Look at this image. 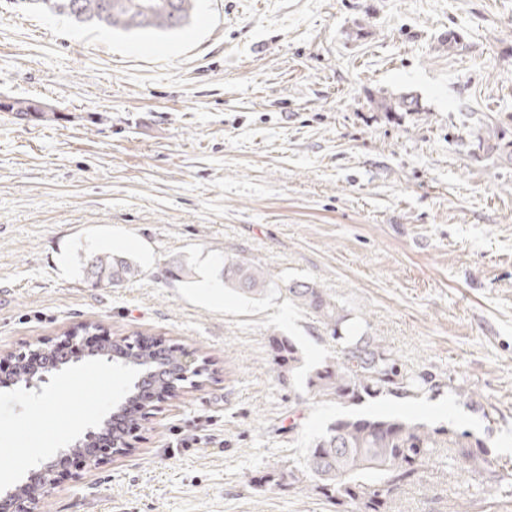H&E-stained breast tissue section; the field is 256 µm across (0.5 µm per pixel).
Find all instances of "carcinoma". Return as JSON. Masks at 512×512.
Listing matches in <instances>:
<instances>
[{"label": "carcinoma", "mask_w": 512, "mask_h": 512, "mask_svg": "<svg viewBox=\"0 0 512 512\" xmlns=\"http://www.w3.org/2000/svg\"><path fill=\"white\" fill-rule=\"evenodd\" d=\"M144 0H30L47 11L77 23L106 26L121 31H177L191 18L196 0H172L173 8L143 11ZM386 112H414L417 101L405 95L378 102ZM478 145L489 152L502 149L501 136L493 127L477 135ZM91 273L97 282L119 285L142 274L131 259L103 251L93 256ZM224 287L239 294L261 297L271 291L262 268L244 258L224 257ZM283 292L296 308L312 317L327 337L339 345L334 358L324 360L307 378L310 398L334 402L345 412L330 421L310 440L299 461L271 473L267 482L279 486V474L289 478L297 494H312L336 506V512H395L396 501L419 486L429 474L444 481L465 478L475 492L450 512H470L481 495L496 496L502 480L490 473L481 441L468 431L432 427L427 423L392 415H365L348 407L382 396L417 398L448 388V394L466 396L463 386L431 371L405 368L396 354L363 327L366 315H355L340 305L326 289L305 281H292ZM278 378H293L302 355L296 342L274 334L269 340ZM101 349L112 352L140 375L162 366L161 375L134 385L133 396L118 412L124 431L112 428V444L124 446L125 432L138 426L139 410L153 403L159 393L178 396L181 386L174 374L183 349L135 337H105Z\"/></svg>", "instance_id": "carcinoma-1"}]
</instances>
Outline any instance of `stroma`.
I'll list each match as a JSON object with an SVG mask.
<instances>
[{"instance_id":"obj_1","label":"stroma","mask_w":512,"mask_h":512,"mask_svg":"<svg viewBox=\"0 0 512 512\" xmlns=\"http://www.w3.org/2000/svg\"><path fill=\"white\" fill-rule=\"evenodd\" d=\"M400 95L417 111L373 104ZM1 97L56 114L0 112V351L94 321L212 370L41 512H334L266 478L336 416L305 383L336 345L278 292L226 290L228 256L327 289L406 366L469 391L361 411L469 431L512 472V156L476 138L491 125L512 142V0H196L175 33L0 0ZM99 250L141 276L93 286ZM275 331L303 352L294 382L276 375ZM131 382L85 357L42 392L0 387V487L102 426ZM466 489L430 479L396 512H448ZM14 100L16 104H23L28 102L29 98L27 99H17V98H10ZM9 99H1L0 101V110L1 112H26L28 113V117H36L39 119L47 118L49 113L48 112H56L52 108H50L47 104L34 100L26 104L22 107H16L13 106V101Z\"/></svg>"}]
</instances>
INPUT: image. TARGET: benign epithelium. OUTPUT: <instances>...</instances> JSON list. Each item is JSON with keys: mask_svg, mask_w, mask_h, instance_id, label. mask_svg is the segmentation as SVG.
<instances>
[{"mask_svg": "<svg viewBox=\"0 0 512 512\" xmlns=\"http://www.w3.org/2000/svg\"><path fill=\"white\" fill-rule=\"evenodd\" d=\"M0 110L3 112H26L28 117L44 119L52 111L47 104L34 100L22 107L13 105V101L3 99L0 101ZM83 327L69 328L64 339L56 344L57 354L49 358L44 371L31 374L27 377L24 387L27 390L40 391L43 385L49 383L51 376L57 371L74 362L67 355V347L77 343L79 333ZM82 450L86 461L95 463L100 459L99 433L89 431L84 438L75 444ZM72 450L63 448L49 461L30 469L21 484L11 490L0 492V512H40L41 500L55 488L60 474L68 469Z\"/></svg>", "mask_w": 512, "mask_h": 512, "instance_id": "benign-epithelium-1", "label": "benign epithelium"}]
</instances>
